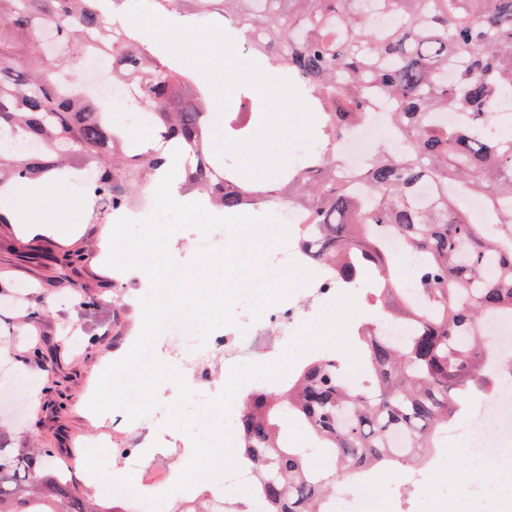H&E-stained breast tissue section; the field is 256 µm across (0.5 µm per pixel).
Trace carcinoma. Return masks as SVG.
Returning a JSON list of instances; mask_svg holds the SVG:
<instances>
[{
    "label": "carcinoma",
    "instance_id": "obj_1",
    "mask_svg": "<svg viewBox=\"0 0 512 512\" xmlns=\"http://www.w3.org/2000/svg\"><path fill=\"white\" fill-rule=\"evenodd\" d=\"M126 0H0V146L4 178L29 182L91 167L89 191L117 213L180 151L186 190L226 213L271 199L297 210L296 246L336 288L376 275V321L358 335L360 370L332 355L309 358L285 389L254 388L237 421L238 458L253 471L250 512H336V479L384 466L404 469L469 414L468 402L495 380L482 329L512 321V0H375L392 19L380 30L368 0H153L160 10L229 20L257 58L287 68L317 115L325 148L268 185H244L209 155L206 92L200 78L135 35ZM112 57L156 131L144 150L95 97L50 76L70 55ZM387 101L402 150L376 149L357 167L339 141ZM460 115L450 124L448 114ZM247 113L224 115L241 135ZM416 259L410 296L396 278ZM404 327L397 341L382 324ZM300 421L314 451L288 446ZM326 459L319 467L313 454ZM0 444V512H106L85 499L68 470ZM171 512H226L212 495Z\"/></svg>",
    "mask_w": 512,
    "mask_h": 512
}]
</instances>
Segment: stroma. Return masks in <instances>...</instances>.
I'll list each match as a JSON object with an SVG mask.
<instances>
[{"mask_svg": "<svg viewBox=\"0 0 512 512\" xmlns=\"http://www.w3.org/2000/svg\"><path fill=\"white\" fill-rule=\"evenodd\" d=\"M79 236L27 238L13 225L0 224V384L30 368H40L42 383L0 398V444L9 448H47L67 459L70 473L88 498L119 506L121 512H147L149 500L134 479V467L163 464L180 473L189 464L191 442L166 419L144 415L126 421L127 439L109 447L111 419L88 407L91 384L106 362L116 359L127 340L140 335L143 315L133 302L132 281L117 278L102 255L115 220L109 209L95 205L81 218ZM287 350L278 333L252 327L242 333L237 363H256L258 355L282 357ZM149 439L158 454H140ZM105 442L93 453L89 444ZM438 467L419 483L387 479L372 471L371 491L388 512H512L497 494L512 482V455L499 454L484 481L485 498L474 503L470 462L457 439L437 449ZM123 477L126 497L111 493L113 477Z\"/></svg>", "mask_w": 512, "mask_h": 512, "instance_id": "1", "label": "stroma"}]
</instances>
